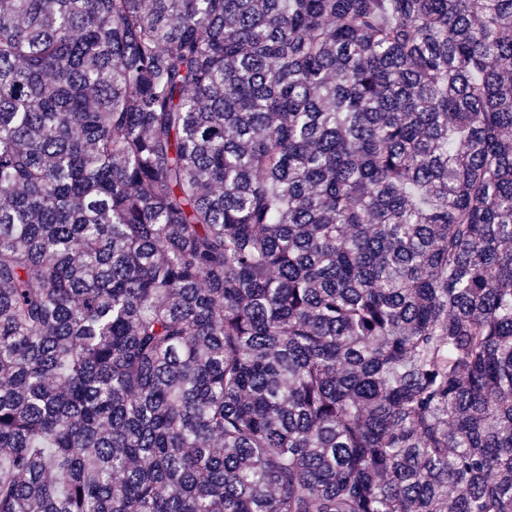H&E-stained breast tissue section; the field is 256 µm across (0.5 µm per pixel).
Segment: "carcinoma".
I'll use <instances>...</instances> for the list:
<instances>
[{
	"mask_svg": "<svg viewBox=\"0 0 512 512\" xmlns=\"http://www.w3.org/2000/svg\"><path fill=\"white\" fill-rule=\"evenodd\" d=\"M0 512H512V0H0Z\"/></svg>",
	"mask_w": 512,
	"mask_h": 512,
	"instance_id": "obj_1",
	"label": "carcinoma"
}]
</instances>
